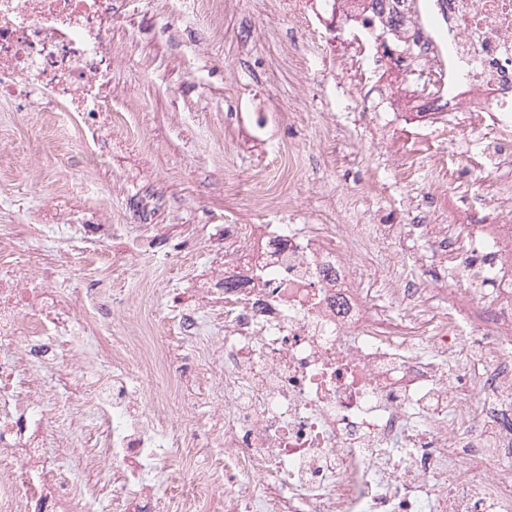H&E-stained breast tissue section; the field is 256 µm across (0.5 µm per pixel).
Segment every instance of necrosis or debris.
<instances>
[{
	"label": "necrosis or debris",
	"instance_id": "obj_1",
	"mask_svg": "<svg viewBox=\"0 0 512 512\" xmlns=\"http://www.w3.org/2000/svg\"><path fill=\"white\" fill-rule=\"evenodd\" d=\"M434 15L446 36L427 28ZM111 27L112 0H0V99L36 95L87 125L111 112ZM408 30L417 69L389 89L390 104L419 106L452 134L476 128L497 184L461 214L470 244L451 232L435 242L455 261L448 309L420 323L429 284L394 269L369 288L366 263L384 239L366 225H239V249L197 285L200 297L224 298V335L200 365L224 382L217 462L198 418L177 417V391L143 404L139 383L167 370L166 337L150 323L109 336L97 308L65 304L51 285L66 256L39 254L38 282L13 258L64 214L85 253L114 227L69 197L33 211L0 235V512L155 498L150 473L183 447L194 454L176 512H512V0H412ZM436 87L446 92L438 110ZM489 208L495 223H480ZM82 341L122 397L100 405L92 440L62 441L48 458L44 407L58 392L44 370ZM75 463L98 484L66 485Z\"/></svg>",
	"mask_w": 512,
	"mask_h": 512
}]
</instances>
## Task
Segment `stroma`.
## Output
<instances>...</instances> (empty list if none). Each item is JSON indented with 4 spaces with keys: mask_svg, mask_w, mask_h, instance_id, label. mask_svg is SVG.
I'll return each mask as SVG.
<instances>
[{
    "mask_svg": "<svg viewBox=\"0 0 512 512\" xmlns=\"http://www.w3.org/2000/svg\"><path fill=\"white\" fill-rule=\"evenodd\" d=\"M112 46L122 125L99 135V161L78 149L87 128L0 100V231L66 195L127 227L112 264L64 274L63 301L111 289L103 317L120 334L138 319L121 296L156 288L148 307L168 336L237 225L381 224L389 246L371 272L424 275L435 286L428 312L447 308L449 261L431 231L410 235L406 213L422 202L448 225L471 195L492 193L478 137L467 129L449 141L388 104L389 61L354 25L334 28L325 0H112ZM154 224L150 248L133 250ZM170 346L190 408L210 421L202 437L223 456L211 418L224 410V385L199 373L191 344Z\"/></svg>",
    "mask_w": 512,
    "mask_h": 512,
    "instance_id": "35a3bbf8",
    "label": "stroma"
}]
</instances>
